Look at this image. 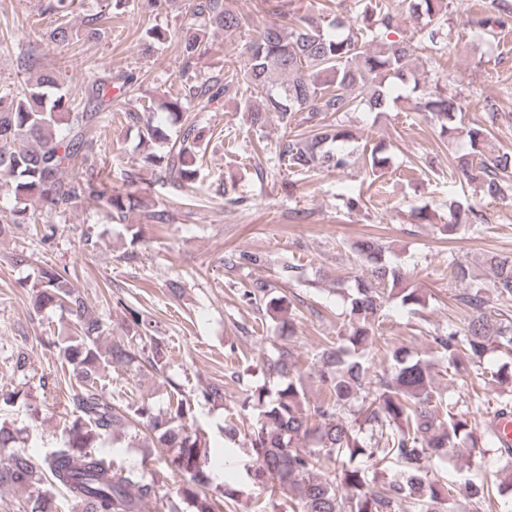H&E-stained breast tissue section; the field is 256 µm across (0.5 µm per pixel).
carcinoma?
<instances>
[{
	"label": "carcinoma",
	"mask_w": 512,
	"mask_h": 512,
	"mask_svg": "<svg viewBox=\"0 0 512 512\" xmlns=\"http://www.w3.org/2000/svg\"><path fill=\"white\" fill-rule=\"evenodd\" d=\"M272 18L252 28L224 0H194L190 23L177 40L181 77L188 86L185 98L165 100L159 109L179 125L176 137L156 125L144 113L131 112L140 124L144 145L139 169L151 170L179 185L198 180V155L205 130L191 113L205 112L221 98H234L248 129L261 130L269 114L288 123L301 113L305 131H284L278 143V159L296 174L334 172L350 165L359 155L369 176H383L390 164L386 147L369 154L358 153L353 132L335 122L346 112L381 115L392 111L399 97L394 86L410 88L417 111L435 117L439 136L448 139L464 133L468 152L457 157L459 180L476 185L482 199L492 203L512 197V153H488V129L479 121L462 125L461 109L436 84L421 83L411 65L422 54L429 59L443 55L452 31L443 27L446 0H360L356 16L344 20L334 12L320 21L309 13L285 9L282 0H269ZM75 0H46L42 13L60 20L50 40L61 46L100 36L99 15L85 28L72 27L65 18ZM416 24L418 38L390 40L405 20ZM512 20L505 14L488 13L468 20L483 35L496 38ZM247 32L246 77L239 82L219 75L201 77L198 60L216 31ZM146 49L164 44L169 32L158 26L144 33ZM67 76L41 69L35 80L21 89L0 91V189L14 196L16 206L0 212V233L8 224L35 221L29 206L37 203L50 210L66 211L86 197L103 203L118 224L144 204L134 191L142 177L128 175L129 189L116 190L95 172L83 170L95 152L90 135L98 120L112 107L110 83L96 81L89 91L92 111L78 112L63 91ZM451 220L438 230L454 235L475 230L483 215L471 204L455 202ZM356 266L367 276L347 281L345 344L331 341L313 355L311 369L317 374L325 397L307 400L304 373L297 367L288 344L296 334L294 303L287 296H273L274 285L255 278L241 286V296L258 314L288 313L282 321L277 356L269 360L266 375L278 381L248 382L242 409H256L258 416L247 432L233 419L224 422V437L241 435L252 450L255 466L248 475L257 484L294 491L292 512H447L453 492L483 504L492 496L512 497V476L498 484L466 480L456 488L430 477L432 469L449 452L461 448H496L512 469V447L500 443L494 427L477 430L472 422L482 408L496 405V413H512V397L498 395L492 401L474 394L462 408L448 407L436 396L428 364L414 359L402 348L379 353L376 348V316L383 299L398 301L416 310L424 305L418 289L410 286L404 266L380 240L365 238L353 245ZM233 268L265 267L266 259L255 252L236 251L225 261ZM483 264L492 273L491 288L498 299L512 301V256L491 253ZM452 278L465 285L453 299L465 312L464 329L448 328L433 337L436 353L446 363L448 380L481 370L492 351L512 352V319L491 306L483 289L473 281L466 261L449 264ZM36 308L58 307L69 316L73 330L58 336L59 349L74 380L69 399L72 420L60 446L37 465L25 450L16 447L20 430L0 424V486L28 490L27 512H53V489L65 491L82 512H144L153 502L157 512H224L233 490L213 484L207 472L213 447L206 431L194 426L196 408L224 404V382L210 383L196 391L172 383L174 396L158 410L144 399L122 407L105 382L115 366L135 371L144 363L164 373L169 365L165 338L152 335L153 320L129 308L134 326L144 334L137 350L118 341L102 347L101 322L89 313L84 298L68 278L52 266L38 268L32 285ZM147 430L157 447L166 449L165 463L179 477L175 494H160L158 482L134 466L120 465L106 450L119 440V427Z\"/></svg>",
	"instance_id": "1"
}]
</instances>
